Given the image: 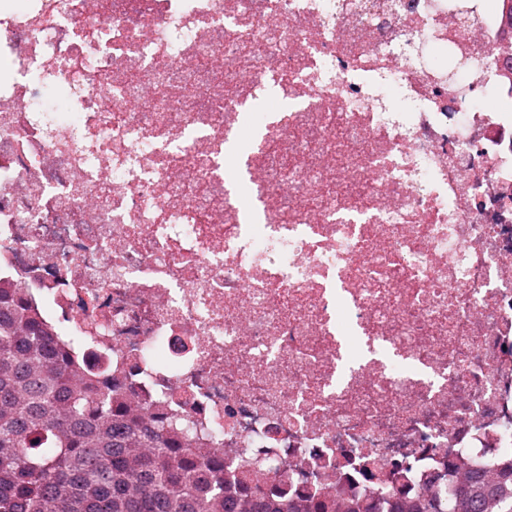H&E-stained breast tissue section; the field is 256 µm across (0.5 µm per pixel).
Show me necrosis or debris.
Masks as SVG:
<instances>
[{"mask_svg": "<svg viewBox=\"0 0 512 512\" xmlns=\"http://www.w3.org/2000/svg\"><path fill=\"white\" fill-rule=\"evenodd\" d=\"M0 0V286L227 473L415 497L512 457L490 0ZM425 46L430 61L409 45ZM65 89L72 120L38 111ZM244 223L224 145L266 89ZM284 103L285 100H282L275 95H263L245 110L243 115V122L245 126L253 129L252 123L257 118V113L286 112L288 108L284 107Z\"/></svg>", "mask_w": 512, "mask_h": 512, "instance_id": "1", "label": "necrosis or debris"}]
</instances>
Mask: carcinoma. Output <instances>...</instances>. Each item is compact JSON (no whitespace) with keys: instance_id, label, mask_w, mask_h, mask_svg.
Returning a JSON list of instances; mask_svg holds the SVG:
<instances>
[{"instance_id":"cac0c4a2","label":"carcinoma","mask_w":512,"mask_h":512,"mask_svg":"<svg viewBox=\"0 0 512 512\" xmlns=\"http://www.w3.org/2000/svg\"><path fill=\"white\" fill-rule=\"evenodd\" d=\"M386 500L384 511L247 473L226 484L219 451L81 374L22 290L0 287V512H512V460Z\"/></svg>"}]
</instances>
